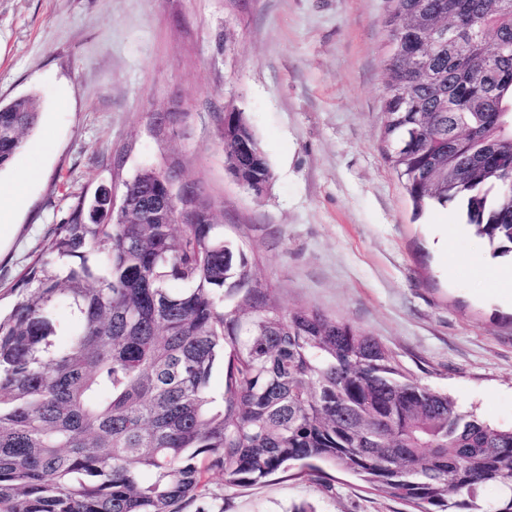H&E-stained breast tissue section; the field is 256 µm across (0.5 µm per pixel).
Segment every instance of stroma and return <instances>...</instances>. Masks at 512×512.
Here are the masks:
<instances>
[{"mask_svg": "<svg viewBox=\"0 0 512 512\" xmlns=\"http://www.w3.org/2000/svg\"><path fill=\"white\" fill-rule=\"evenodd\" d=\"M388 0H0V103L34 95L37 128L0 183L33 177L0 240V307L75 202L178 161L214 202L284 309L348 320L406 375L512 428V311L485 240L455 205L415 211L384 159ZM241 109L273 178L263 196L225 167ZM174 122L155 136L152 117ZM122 160L113 172V160ZM224 491L225 512H407L333 471Z\"/></svg>", "mask_w": 512, "mask_h": 512, "instance_id": "stroma-1", "label": "stroma"}]
</instances>
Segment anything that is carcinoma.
<instances>
[{
	"label": "carcinoma",
	"instance_id": "carcinoma-1",
	"mask_svg": "<svg viewBox=\"0 0 512 512\" xmlns=\"http://www.w3.org/2000/svg\"><path fill=\"white\" fill-rule=\"evenodd\" d=\"M390 2L389 38L406 34L387 58L385 159L416 209L458 201L507 254L512 0ZM460 12L472 34L424 41ZM39 116L33 95L0 105V171ZM224 125L225 160L255 192L265 153L243 113ZM163 172L125 181L121 212L79 198L0 315V512H224L209 472L238 487L323 464L410 512H512V429L411 380L352 323L283 309L224 225L174 223L185 169ZM490 485L504 493L487 502Z\"/></svg>",
	"mask_w": 512,
	"mask_h": 512
}]
</instances>
